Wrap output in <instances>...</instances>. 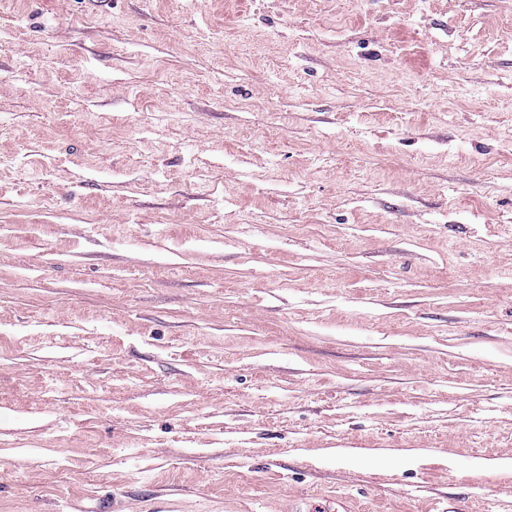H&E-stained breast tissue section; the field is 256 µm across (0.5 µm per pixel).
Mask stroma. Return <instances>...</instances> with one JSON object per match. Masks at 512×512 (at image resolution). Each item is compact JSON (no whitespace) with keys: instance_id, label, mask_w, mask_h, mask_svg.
<instances>
[{"instance_id":"obj_1","label":"stroma","mask_w":512,"mask_h":512,"mask_svg":"<svg viewBox=\"0 0 512 512\" xmlns=\"http://www.w3.org/2000/svg\"><path fill=\"white\" fill-rule=\"evenodd\" d=\"M512 0H0V512H512Z\"/></svg>"}]
</instances>
